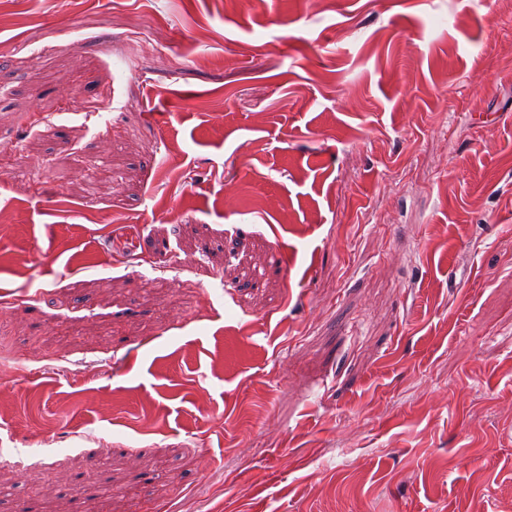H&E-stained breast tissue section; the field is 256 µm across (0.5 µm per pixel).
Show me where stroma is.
Instances as JSON below:
<instances>
[{
    "label": "stroma",
    "mask_w": 512,
    "mask_h": 512,
    "mask_svg": "<svg viewBox=\"0 0 512 512\" xmlns=\"http://www.w3.org/2000/svg\"><path fill=\"white\" fill-rule=\"evenodd\" d=\"M35 448L0 512H512V14L0 0Z\"/></svg>",
    "instance_id": "35a3bbf8"
}]
</instances>
